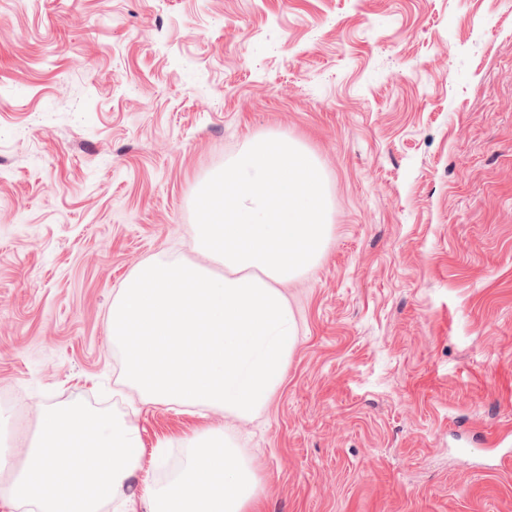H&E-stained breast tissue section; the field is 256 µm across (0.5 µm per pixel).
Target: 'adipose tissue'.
Instances as JSON below:
<instances>
[{
    "instance_id": "1",
    "label": "adipose tissue",
    "mask_w": 512,
    "mask_h": 512,
    "mask_svg": "<svg viewBox=\"0 0 512 512\" xmlns=\"http://www.w3.org/2000/svg\"><path fill=\"white\" fill-rule=\"evenodd\" d=\"M45 427L29 442L21 465L0 496L34 505L37 512H258L260 479L251 459L220 429L190 438L181 469L148 495H138L143 444L134 416H105L71 404L42 407Z\"/></svg>"
}]
</instances>
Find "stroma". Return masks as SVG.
<instances>
[{"label": "stroma", "instance_id": "stroma-1", "mask_svg": "<svg viewBox=\"0 0 512 512\" xmlns=\"http://www.w3.org/2000/svg\"><path fill=\"white\" fill-rule=\"evenodd\" d=\"M259 135L331 206L283 383L251 420L142 404L112 300L202 262L197 187ZM116 391L146 492L212 427L262 512H512V0H0V459Z\"/></svg>", "mask_w": 512, "mask_h": 512}]
</instances>
